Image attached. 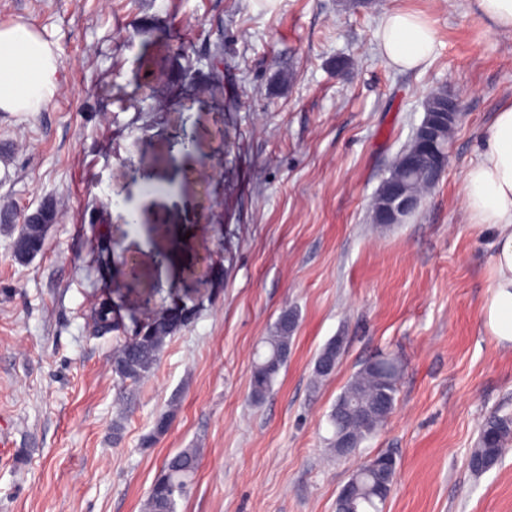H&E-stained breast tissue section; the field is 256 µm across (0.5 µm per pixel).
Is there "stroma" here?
<instances>
[{"mask_svg":"<svg viewBox=\"0 0 512 512\" xmlns=\"http://www.w3.org/2000/svg\"><path fill=\"white\" fill-rule=\"evenodd\" d=\"M397 9L434 29L424 68L380 53ZM14 21L58 44L62 66L44 111L0 112V210L50 201L62 221L25 264L17 225L0 224V512H144L184 448L199 464L177 512H335L384 451L398 470L383 512H512V450L481 476L467 467L484 419L512 413V345L482 321L496 230L463 204L512 103L511 32L469 0H0V24ZM442 89L461 107L448 168L410 218L376 223L375 195ZM129 160L156 191L126 178ZM172 307L188 319L153 372L119 380L115 344ZM285 310L288 363L257 403L255 352ZM336 336V371L313 387ZM380 353L402 364L395 408L336 457L328 415Z\"/></svg>","mask_w":512,"mask_h":512,"instance_id":"stroma-1","label":"stroma"}]
</instances>
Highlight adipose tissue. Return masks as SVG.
<instances>
[{
	"mask_svg": "<svg viewBox=\"0 0 512 512\" xmlns=\"http://www.w3.org/2000/svg\"><path fill=\"white\" fill-rule=\"evenodd\" d=\"M384 56L411 70L425 65L435 34L421 15L387 13L377 33ZM60 48L35 28L0 24V112H40L56 96ZM464 205L477 225L497 229L491 267L492 292L482 315L489 333L512 343V105L495 115L480 160L464 177Z\"/></svg>",
	"mask_w": 512,
	"mask_h": 512,
	"instance_id": "adipose-tissue-1",
	"label": "adipose tissue"
}]
</instances>
